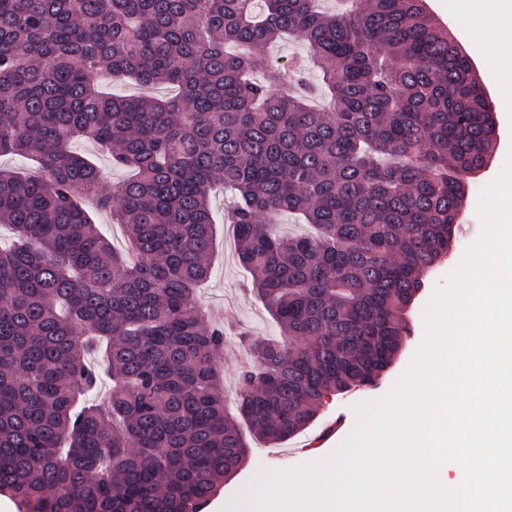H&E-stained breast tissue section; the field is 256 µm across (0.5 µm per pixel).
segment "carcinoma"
<instances>
[{
  "mask_svg": "<svg viewBox=\"0 0 512 512\" xmlns=\"http://www.w3.org/2000/svg\"><path fill=\"white\" fill-rule=\"evenodd\" d=\"M290 34L306 56L256 77ZM102 75L178 94L106 95ZM496 137L470 56L424 0H0V156L40 165L0 168V496L18 512H203L250 441L287 442L390 368ZM78 140L132 177L104 188ZM217 184L281 329L248 340L230 414L226 332L196 302ZM283 212L314 233L260 221Z\"/></svg>",
  "mask_w": 512,
  "mask_h": 512,
  "instance_id": "1",
  "label": "carcinoma"
}]
</instances>
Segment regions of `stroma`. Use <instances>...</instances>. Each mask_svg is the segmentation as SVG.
Segmentation results:
<instances>
[{
  "label": "stroma",
  "instance_id": "1",
  "mask_svg": "<svg viewBox=\"0 0 512 512\" xmlns=\"http://www.w3.org/2000/svg\"><path fill=\"white\" fill-rule=\"evenodd\" d=\"M426 2L431 11L457 38L462 49L469 54L490 99L496 102L501 84L500 74L495 68L483 66L482 61L486 55L485 45L472 27L460 22L457 14L458 0H426ZM494 111L499 137L493 146L487 169L475 177L476 182L484 185L499 175L508 153L512 152V106L505 108L496 103ZM230 202V193L221 190L216 191L212 199L216 220L215 252L210 278L199 289L198 301L213 322L231 325L233 330L232 336L227 337L224 342V362L221 366L224 373L225 399L227 404L231 405L235 402L237 374L240 361L244 356L238 339L239 333L252 336H274L277 335L278 329L263 306L255 302L245 290L247 275L237 261L233 230L224 222V214ZM462 256L463 253L459 247H452L448 260L429 276L423 294L409 315L411 335L405 349L385 377L375 386L364 390L326 398L315 422L298 434L297 438L276 447L254 443L245 467L237 476L225 482L205 512H225L231 501L238 497L241 489L252 484L261 473L280 469L292 470L321 461L342 445L355 427L356 406L382 398L407 369L424 336V324L420 313L427 306L434 288L445 284L447 275L456 267ZM332 424L336 425L337 430L326 443L308 452L296 453L297 443L314 438Z\"/></svg>",
  "mask_w": 512,
  "mask_h": 512
}]
</instances>
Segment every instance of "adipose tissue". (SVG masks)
I'll return each mask as SVG.
<instances>
[{"label":"adipose tissue","mask_w":512,"mask_h":512,"mask_svg":"<svg viewBox=\"0 0 512 512\" xmlns=\"http://www.w3.org/2000/svg\"><path fill=\"white\" fill-rule=\"evenodd\" d=\"M461 17L480 30L488 64L504 69L500 94L512 101V0H463Z\"/></svg>","instance_id":"obj_1"}]
</instances>
